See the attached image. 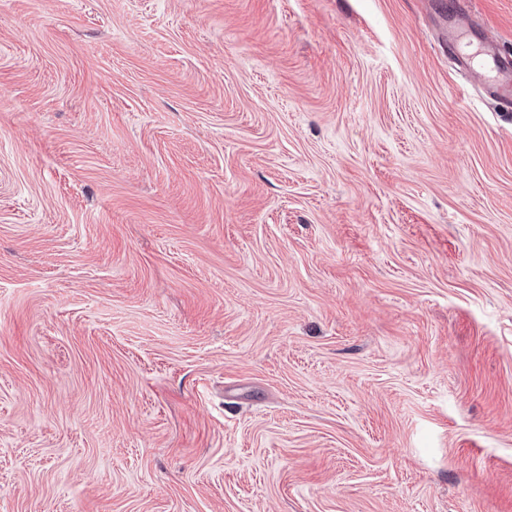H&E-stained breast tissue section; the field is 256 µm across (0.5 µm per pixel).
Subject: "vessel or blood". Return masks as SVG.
Segmentation results:
<instances>
[{
    "label": "vessel or blood",
    "instance_id": "b4317fda",
    "mask_svg": "<svg viewBox=\"0 0 512 512\" xmlns=\"http://www.w3.org/2000/svg\"><path fill=\"white\" fill-rule=\"evenodd\" d=\"M474 27L456 4L448 6V45L456 49L471 77L493 93L512 98V57L485 40H474Z\"/></svg>",
    "mask_w": 512,
    "mask_h": 512
}]
</instances>
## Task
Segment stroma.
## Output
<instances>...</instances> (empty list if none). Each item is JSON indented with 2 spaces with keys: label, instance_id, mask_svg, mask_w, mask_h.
Returning a JSON list of instances; mask_svg holds the SVG:
<instances>
[{
  "label": "stroma",
  "instance_id": "1",
  "mask_svg": "<svg viewBox=\"0 0 512 512\" xmlns=\"http://www.w3.org/2000/svg\"><path fill=\"white\" fill-rule=\"evenodd\" d=\"M432 2L0 0V512H512V101Z\"/></svg>",
  "mask_w": 512,
  "mask_h": 512
}]
</instances>
